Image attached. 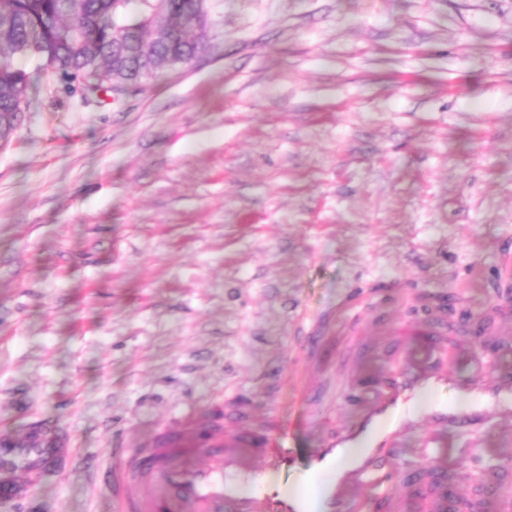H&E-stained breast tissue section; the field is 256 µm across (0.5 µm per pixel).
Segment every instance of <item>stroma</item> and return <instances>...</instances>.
Segmentation results:
<instances>
[{
	"mask_svg": "<svg viewBox=\"0 0 512 512\" xmlns=\"http://www.w3.org/2000/svg\"><path fill=\"white\" fill-rule=\"evenodd\" d=\"M0 146V431L78 464L0 512H113L90 465L160 426L277 407L303 475L347 318L408 320L399 286L512 305V0H223L212 47L118 97L35 78ZM335 357L307 422L301 323ZM436 461L467 493L469 438ZM293 376L297 399L301 404L313 405L316 396L315 388L317 387V382L307 377L300 365L295 367Z\"/></svg>",
	"mask_w": 512,
	"mask_h": 512,
	"instance_id": "stroma-1",
	"label": "stroma"
}]
</instances>
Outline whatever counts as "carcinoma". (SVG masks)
Masks as SVG:
<instances>
[{
	"label": "carcinoma",
	"instance_id": "1",
	"mask_svg": "<svg viewBox=\"0 0 512 512\" xmlns=\"http://www.w3.org/2000/svg\"><path fill=\"white\" fill-rule=\"evenodd\" d=\"M186 0H0V144L9 141L29 106L32 72L16 63L28 58L66 91L80 85L88 92L100 81L133 84L146 76L143 48L157 58L174 54L190 62L196 39L183 36L171 45L153 29L179 23ZM221 0H201L195 17L213 30Z\"/></svg>",
	"mask_w": 512,
	"mask_h": 512
}]
</instances>
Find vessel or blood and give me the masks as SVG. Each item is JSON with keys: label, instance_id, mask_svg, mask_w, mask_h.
Here are the masks:
<instances>
[{"label": "vessel or blood", "instance_id": "1", "mask_svg": "<svg viewBox=\"0 0 512 512\" xmlns=\"http://www.w3.org/2000/svg\"><path fill=\"white\" fill-rule=\"evenodd\" d=\"M479 334L478 322H449L447 309L422 317L415 328L398 323L383 331L392 346L387 368L374 380L373 395L346 424L330 426L307 457L305 488L281 486L296 459L283 442L286 432L268 401L256 435L249 409L227 402L218 423L202 420L187 429L164 428L150 451L116 448L112 467L95 471L112 491L114 512H405L409 498L424 497V512H468V499L449 498L432 466L441 433L456 428L474 434L487 423L512 424V373L485 370L472 380L453 379L459 335ZM423 336L427 355L411 360V335ZM303 357H321L318 328L302 331ZM300 403L313 404L316 381L302 367L293 372ZM454 384L476 403L460 409L447 400L414 411L419 394ZM418 438L416 466L401 464L410 436ZM76 453L67 436L46 425L26 434H0V501L25 497L27 483L45 470L72 468ZM494 494L500 512H512V452L497 463Z\"/></svg>", "mask_w": 512, "mask_h": 512}]
</instances>
